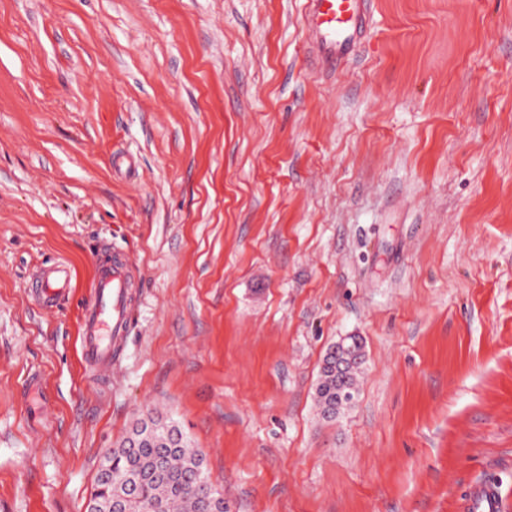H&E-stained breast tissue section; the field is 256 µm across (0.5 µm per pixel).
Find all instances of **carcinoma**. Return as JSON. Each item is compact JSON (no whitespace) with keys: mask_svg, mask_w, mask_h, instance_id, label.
<instances>
[{"mask_svg":"<svg viewBox=\"0 0 512 512\" xmlns=\"http://www.w3.org/2000/svg\"><path fill=\"white\" fill-rule=\"evenodd\" d=\"M366 364V351L359 336H349L326 350L315 387V401L321 418L336 420V405L354 402L359 377ZM112 470L133 463L135 485L94 481L90 499L110 502L122 498L126 512H210V486L197 477L205 456L190 447L176 425L147 416L136 420L127 435L107 452Z\"/></svg>","mask_w":512,"mask_h":512,"instance_id":"1","label":"carcinoma"}]
</instances>
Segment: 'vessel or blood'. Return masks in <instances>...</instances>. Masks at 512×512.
Instances as JSON below:
<instances>
[{
    "label": "vessel or blood",
    "instance_id": "1",
    "mask_svg": "<svg viewBox=\"0 0 512 512\" xmlns=\"http://www.w3.org/2000/svg\"><path fill=\"white\" fill-rule=\"evenodd\" d=\"M364 0H305L304 22L316 42L326 70L351 52L363 26ZM71 272L65 264L44 268L32 289L47 307L59 304L70 291ZM127 263L115 261L100 267L93 298L81 316L82 358L98 373L111 372L129 332L134 302ZM468 512H500L501 496L495 484H475L469 493Z\"/></svg>",
    "mask_w": 512,
    "mask_h": 512
}]
</instances>
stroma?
I'll list each match as a JSON object with an SVG mask.
<instances>
[{
  "label": "stroma",
  "mask_w": 512,
  "mask_h": 512,
  "mask_svg": "<svg viewBox=\"0 0 512 512\" xmlns=\"http://www.w3.org/2000/svg\"><path fill=\"white\" fill-rule=\"evenodd\" d=\"M368 3L328 74L304 0H0V512H85L151 412L227 512H464L481 481L512 512V0ZM114 256L104 376L81 305ZM127 263L114 261L98 270L93 298L81 316L82 358L100 374L112 371L128 336L134 302ZM71 272L68 266L59 262L44 268L32 283L33 293L38 301L53 307L59 304L70 291ZM365 364V346L359 336H348L343 344L334 343L328 347L314 393L323 420L336 421V405L354 402Z\"/></svg>",
  "instance_id": "obj_1"
}]
</instances>
